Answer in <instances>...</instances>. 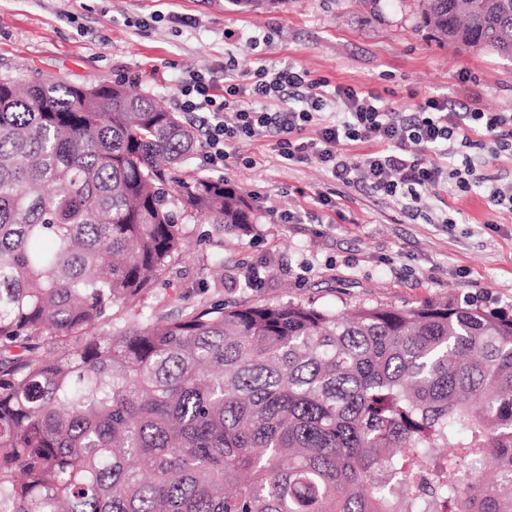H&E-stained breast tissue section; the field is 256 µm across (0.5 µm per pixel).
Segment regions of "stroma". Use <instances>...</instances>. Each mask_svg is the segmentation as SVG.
Wrapping results in <instances>:
<instances>
[{
	"label": "stroma",
	"instance_id": "obj_1",
	"mask_svg": "<svg viewBox=\"0 0 512 512\" xmlns=\"http://www.w3.org/2000/svg\"><path fill=\"white\" fill-rule=\"evenodd\" d=\"M171 13L196 23L172 27ZM230 60L241 77L289 62L330 84L373 90L400 112L433 94L512 112V60L441 46L403 0L381 12L362 0H284L255 12L230 0H0V74L21 83L119 82L150 90L174 112L184 77L200 72L223 88ZM239 152L254 165L232 164L220 177L245 192L257 223L224 237L208 224L187 225L182 253L145 298L159 313L245 301L335 310L450 300L512 311V214H491L480 192L424 188L434 215L459 218L430 224L364 188L333 186L316 160L286 168L269 147L247 143ZM330 187L343 195L348 223H329L326 207L281 222L298 211L299 190ZM255 268L262 282L246 287Z\"/></svg>",
	"mask_w": 512,
	"mask_h": 512
}]
</instances>
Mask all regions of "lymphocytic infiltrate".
<instances>
[{"mask_svg": "<svg viewBox=\"0 0 512 512\" xmlns=\"http://www.w3.org/2000/svg\"><path fill=\"white\" fill-rule=\"evenodd\" d=\"M179 91V107L198 121L211 167L226 166L239 145L269 137L284 166L317 160L332 181L405 199L412 215L423 188L450 180L462 192L481 187L493 211L512 213V180L477 173L463 154L478 135L490 137L495 152H512L511 112L475 103L460 112L447 95L436 94L404 114L372 91L329 85L292 64L261 66L244 80L225 70L220 101L200 74ZM353 144L372 150L356 158L347 152Z\"/></svg>", "mask_w": 512, "mask_h": 512, "instance_id": "obj_1", "label": "lymphocytic infiltrate"}]
</instances>
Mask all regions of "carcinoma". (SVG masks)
I'll return each instance as SVG.
<instances>
[{"instance_id":"carcinoma-1","label":"carcinoma","mask_w":512,"mask_h":512,"mask_svg":"<svg viewBox=\"0 0 512 512\" xmlns=\"http://www.w3.org/2000/svg\"><path fill=\"white\" fill-rule=\"evenodd\" d=\"M415 2L512 60V0ZM198 147L149 91L0 77V512H512V313L145 305L184 225L255 223Z\"/></svg>"}]
</instances>
